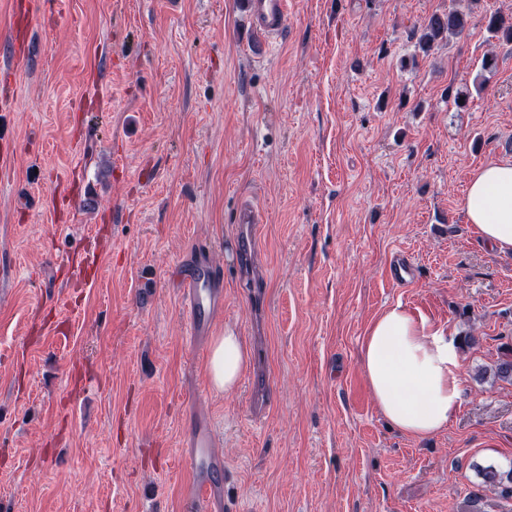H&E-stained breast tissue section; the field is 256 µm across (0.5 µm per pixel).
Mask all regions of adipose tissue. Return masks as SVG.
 Masks as SVG:
<instances>
[{"mask_svg": "<svg viewBox=\"0 0 512 512\" xmlns=\"http://www.w3.org/2000/svg\"><path fill=\"white\" fill-rule=\"evenodd\" d=\"M478 235L512 253V158L481 166L462 202ZM363 369L383 416L398 430L427 438L447 428L461 403V364L447 330L432 326L403 304L385 309L363 342ZM249 365V350L233 328L216 337L209 374L231 392Z\"/></svg>", "mask_w": 512, "mask_h": 512, "instance_id": "obj_1", "label": "adipose tissue"}]
</instances>
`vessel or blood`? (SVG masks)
<instances>
[{"mask_svg":"<svg viewBox=\"0 0 512 512\" xmlns=\"http://www.w3.org/2000/svg\"><path fill=\"white\" fill-rule=\"evenodd\" d=\"M253 33L263 40H278L288 22V0H243ZM262 213L249 200L239 204L236 222L235 267L246 269L257 250V226ZM182 294L190 317V334L205 336L214 319L224 312V271L215 266L207 250H198L191 259V269L182 280ZM194 474L192 501L198 512H211L224 500V457L215 448L214 433L205 419H197L191 440L180 455Z\"/></svg>","mask_w":512,"mask_h":512,"instance_id":"vessel-or-blood-1","label":"vessel or blood"}]
</instances>
